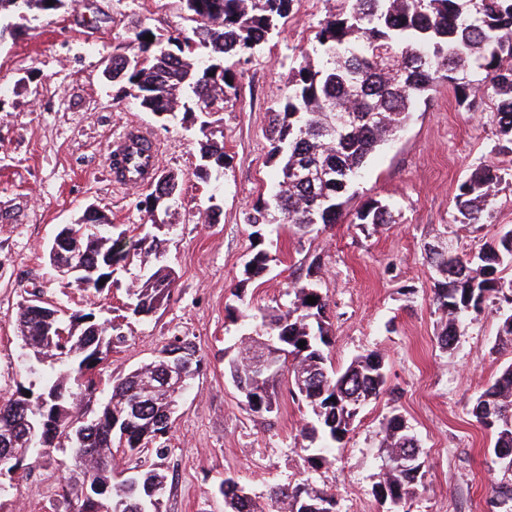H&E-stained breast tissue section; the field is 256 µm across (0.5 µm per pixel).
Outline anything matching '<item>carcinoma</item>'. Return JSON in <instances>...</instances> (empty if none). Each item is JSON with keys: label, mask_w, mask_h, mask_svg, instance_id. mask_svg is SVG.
Returning <instances> with one entry per match:
<instances>
[{"label": "carcinoma", "mask_w": 512, "mask_h": 512, "mask_svg": "<svg viewBox=\"0 0 512 512\" xmlns=\"http://www.w3.org/2000/svg\"><path fill=\"white\" fill-rule=\"evenodd\" d=\"M63 0H0V19L37 4L55 10ZM197 24L194 37L162 40L149 28L129 37V53L112 57V78L133 88L138 106L158 120L175 116L183 103V120L199 123L205 137L197 178L206 180L213 166L224 165V146L213 139L211 107L237 94L238 64L273 36L293 0H182ZM348 9L330 16L316 33L311 59L306 53L290 70L291 92L278 105L270 125L269 156L278 170L274 190L245 211V223L255 228L280 219L309 233L318 224H336L345 195L356 184L369 157L388 137L403 128L418 100L438 78L453 86L458 105L472 110L477 93L494 98L493 119L499 134L512 143V0H348ZM312 179L304 182L300 174ZM504 169L486 164L475 169L458 187L455 207L462 222L479 224L490 212ZM178 176L167 173L141 200L153 216L150 200L166 195ZM388 204L374 200L356 212L360 224H390ZM104 215L86 216L69 225L78 238L79 260L87 269L82 288L95 294L98 275L93 269L126 261L131 252L127 232L96 233L106 225ZM430 262L443 279L434 286L433 304L445 322L438 336L450 348L467 314L481 312L499 294L512 305V229L475 253L428 249ZM267 253L258 251L246 262L244 275L252 279L269 268ZM175 282L169 267L152 268L141 287L128 294V309L147 317L168 303ZM294 299L287 310L261 312V326L246 327L243 346L227 359L225 370L254 412H270L275 388L283 372L292 391L311 407L313 421L305 428L311 439L308 462L326 460L332 444L349 431L360 408L385 391L382 359L375 353L355 357L343 370L328 365L330 345L326 327L327 300L312 282L295 281ZM317 298L314 305L308 297ZM17 328L37 360H49L51 373L39 388L20 386L0 402V449L13 448L19 461L71 450L72 468L64 499L76 496L77 485L89 477L123 495L145 512H161L164 476L154 470L137 471L114 484V454L136 456L147 449L167 453L174 408L181 389L171 377L167 353L183 351L184 377L190 381L199 359L193 343L174 340L150 362L119 376L110 396L97 411L87 414L97 390L96 376L113 349L126 342L119 327L91 321L89 314L69 316L45 301L23 300ZM305 346L298 347L299 341ZM31 396H26V392ZM335 401H330V398ZM472 415L495 436L493 464L512 472V364L475 399ZM383 445L387 460L403 457L418 447L403 417L387 419ZM422 464L381 468L376 495L399 506L417 493ZM219 493L230 512H262L248 488L225 479ZM281 512H336L335 495L308 483L279 486L271 491Z\"/></svg>", "instance_id": "1"}]
</instances>
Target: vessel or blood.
<instances>
[{
	"label": "vessel or blood",
	"mask_w": 512,
	"mask_h": 512,
	"mask_svg": "<svg viewBox=\"0 0 512 512\" xmlns=\"http://www.w3.org/2000/svg\"><path fill=\"white\" fill-rule=\"evenodd\" d=\"M158 166V148L142 127H130L113 140L109 170L114 183L131 188L149 184Z\"/></svg>",
	"instance_id": "1"
}]
</instances>
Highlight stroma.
Returning a JSON list of instances; mask_svg holds the SVG:
<instances>
[{
    "mask_svg": "<svg viewBox=\"0 0 512 512\" xmlns=\"http://www.w3.org/2000/svg\"><path fill=\"white\" fill-rule=\"evenodd\" d=\"M343 6L294 0L278 35L239 66L237 97L211 116L224 165L205 181L194 175L195 130L178 119L158 121L129 87L103 75L106 60L123 53L140 28L191 35L194 24L179 0H65L37 19H16L14 35L0 41V399L43 381L26 372L35 359L16 326L18 307L33 290L65 311H91L120 325L126 342L104 364L105 380L149 361L174 338L191 340L200 366L178 403L166 455L115 456L117 470L165 475L162 512H225L218 487L228 477L249 487L262 512H277L271 487L305 481L333 492L336 512H390L375 483L384 423L395 411L425 459L403 512H502L491 489L512 484V475L493 465L494 439L470 410L512 364V344L498 336L494 301L464 320L452 349L440 348L441 313L433 303L439 274L424 250L431 244L475 252L512 229V177L488 223L460 222L455 207L458 185L478 166L493 163L512 174V144L498 133L490 97L468 112L439 80L369 159L338 223L307 234L276 224L257 238L244 222L273 179L267 133L273 108L288 94L290 69ZM130 125L151 134L161 170L180 179L177 202L157 215L165 239L157 262L172 267L176 281L168 305L147 318L125 308L126 291L142 274L139 260L116 274L109 292L94 295L58 275L48 259L60 228L90 205L132 239L144 235L149 218L138 202L145 188L113 185L104 168L109 142ZM371 199L393 204V223L356 224V211ZM257 248L272 262L262 277L244 281ZM297 278L316 282L328 299L333 366L379 354L387 386L398 393L397 400L386 393L364 405L317 467L306 461L310 408L283 385L273 412H251L224 369L244 325L258 310L287 309ZM68 466L65 448L25 461L0 479V512H64Z\"/></svg>",
    "mask_w": 512,
    "mask_h": 512,
    "instance_id": "35a3bbf8",
    "label": "stroma"
}]
</instances>
